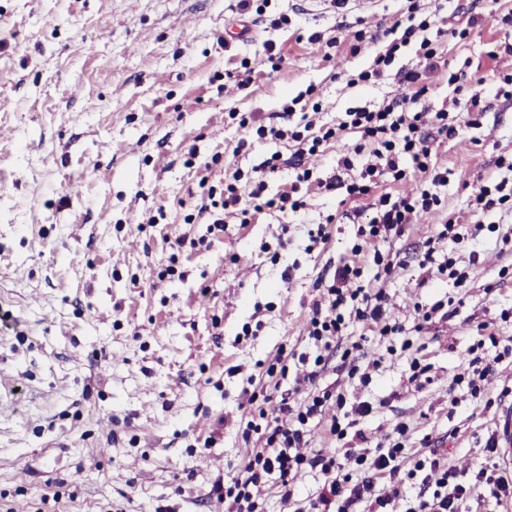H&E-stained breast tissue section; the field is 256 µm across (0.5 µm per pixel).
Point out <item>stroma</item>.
Returning a JSON list of instances; mask_svg holds the SVG:
<instances>
[{"label": "stroma", "instance_id": "stroma-1", "mask_svg": "<svg viewBox=\"0 0 512 512\" xmlns=\"http://www.w3.org/2000/svg\"><path fill=\"white\" fill-rule=\"evenodd\" d=\"M236 4L0 0V512H222L213 486L248 461L239 421L251 393L266 392L275 415L286 387L263 363L283 347L312 349L315 280L348 255L371 217L366 201L314 189L306 223L263 211L246 224L228 219L217 238L207 224L184 221L197 180L188 150L247 172L288 145L263 140L237 151L244 133L229 111L273 123L313 85L324 98L318 121L332 124L405 95L393 78L364 86L339 77L368 68L378 51L368 42L350 55L351 32L390 28L405 2L268 0L266 23L244 39L225 32L243 20ZM511 9L512 0H480L466 41L428 30L448 61L428 79V106L453 98L448 72L491 81L512 71V57L486 55L487 43H512V30L494 21ZM268 42L283 58L276 72L264 60ZM246 60L254 69L242 87ZM453 117L460 133L435 155L448 170L439 212L384 243L397 260L387 280L376 281L370 264L362 274L366 285L381 284L408 327L415 305L452 300L454 315L417 338L427 381L409 382L405 359L358 325L344 341L367 336L371 383L349 377L336 352L315 386L370 406L359 427L372 444H387L403 423L413 444L439 442L465 469L487 462L485 440L512 405L501 393L512 387L505 362L485 383L488 408L465 416L448 404L477 325L512 336V320L501 318L512 307V214L470 207L481 185L508 175L497 160L512 155V104L497 103L476 128L463 111ZM160 211L164 220L150 224ZM448 215L477 235L475 248L459 251L467 273L459 286L436 265H418ZM321 225L327 241L309 248ZM181 233L200 247L173 254ZM171 262L178 278L159 279ZM247 326L255 335H244Z\"/></svg>", "mask_w": 512, "mask_h": 512}]
</instances>
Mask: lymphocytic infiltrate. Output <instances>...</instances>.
<instances>
[{"instance_id": "f902f5d3", "label": "lymphocytic infiltrate", "mask_w": 512, "mask_h": 512, "mask_svg": "<svg viewBox=\"0 0 512 512\" xmlns=\"http://www.w3.org/2000/svg\"><path fill=\"white\" fill-rule=\"evenodd\" d=\"M441 4L422 7L420 0H407L406 12L397 27L399 34L381 40L379 34L364 36L355 32L351 53H358L365 39L384 41L385 47L372 65L350 76L349 84L365 86L379 83L385 77L396 76L406 86L404 96L393 98L377 109H354L346 112L342 121L316 124L312 118L320 111L321 99L316 87L306 94L312 112L302 115L299 123L275 126L259 123L253 113L230 112L231 120L243 129L248 140H288L293 144L289 157L273 153L260 166L245 173L234 170L218 177L214 170L221 164L220 155L201 163L202 174L191 196L199 207L187 214L185 223L206 219L209 231L220 235L227 218L247 223L250 212L264 210L303 217L305 195L316 188L328 196L343 192L352 200L370 199L372 217L359 225L350 255L341 259L333 270L322 272L316 280L319 296L313 301L307 321L308 335L316 348L314 356L301 355L295 362L303 365L301 375L291 376L287 355H278L270 362L267 376L292 378L293 384L280 395L279 416H269L258 394H251L253 403L239 429L244 441L252 442L250 459L244 472L224 483H216L213 493L222 503L224 512H258L262 489L271 483L289 486L302 470L309 469L322 477L316 494L307 496L300 512H459L464 501L489 493L497 501L512 503V472L496 462L497 437L489 435L485 448L492 455L490 467L471 473L457 471L448 462L444 449L423 441L413 447L406 425H397L388 444L369 450L366 439L355 425L369 414L366 404L351 405L339 394L326 390L305 394L314 383L325 354L349 328L359 323L374 336L396 341L400 353L409 364L411 380H419L427 372L420 350L408 338L404 326L393 320L386 309L387 295L383 289L370 288L360 282L362 269L373 264L378 274H391L395 264L392 255L382 250V243L401 235L414 218L439 211V189L448 182V171L433 160L434 144L458 136L459 129L449 123L447 109L432 112L424 106L428 91L422 84L423 70H436L443 57L442 44L430 40L426 32L442 24ZM417 44L423 70L394 69L393 64L402 48ZM455 82L459 101L463 104L469 124H478L485 112L492 109L493 98L512 101V73H503L495 90H488L484 79ZM355 131L360 142L351 153L338 159L330 173L321 174L306 167L307 157L319 154L321 148L341 140L344 132ZM289 175L288 190L270 193L268 180L273 175ZM419 178L421 187L414 197H401L382 191L384 182L397 183ZM473 344L460 354L458 373L450 382L448 402L458 407L455 394L466 386L473 407H481L486 398L484 382L494 365L512 362V336L502 338L480 324ZM494 348L491 363H482L480 351ZM324 425L327 447L309 449L313 422ZM418 482L420 490L414 500L401 502L400 487L405 482Z\"/></svg>"}]
</instances>
